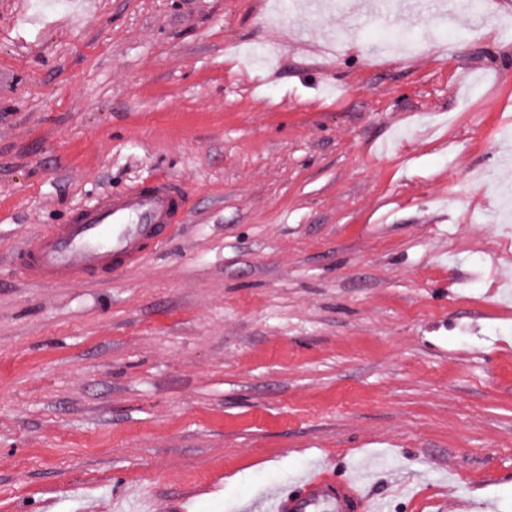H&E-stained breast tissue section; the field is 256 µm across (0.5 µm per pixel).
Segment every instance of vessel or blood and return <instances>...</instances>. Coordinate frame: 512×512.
Segmentation results:
<instances>
[{
    "label": "vessel or blood",
    "instance_id": "b4317fda",
    "mask_svg": "<svg viewBox=\"0 0 512 512\" xmlns=\"http://www.w3.org/2000/svg\"><path fill=\"white\" fill-rule=\"evenodd\" d=\"M178 185L167 178L105 196L67 224H52L26 239L19 252L35 284L78 282L142 261L147 246L170 229L184 207ZM351 477L318 471L276 492L270 512H379Z\"/></svg>",
    "mask_w": 512,
    "mask_h": 512
}]
</instances>
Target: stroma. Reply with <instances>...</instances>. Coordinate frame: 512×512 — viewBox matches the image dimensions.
Listing matches in <instances>:
<instances>
[{"label":"stroma","instance_id":"obj_1","mask_svg":"<svg viewBox=\"0 0 512 512\" xmlns=\"http://www.w3.org/2000/svg\"><path fill=\"white\" fill-rule=\"evenodd\" d=\"M301 3L0 0V512H261L321 468L512 512V227L473 179L512 188V0ZM162 176L141 264L27 282L25 238Z\"/></svg>","mask_w":512,"mask_h":512}]
</instances>
